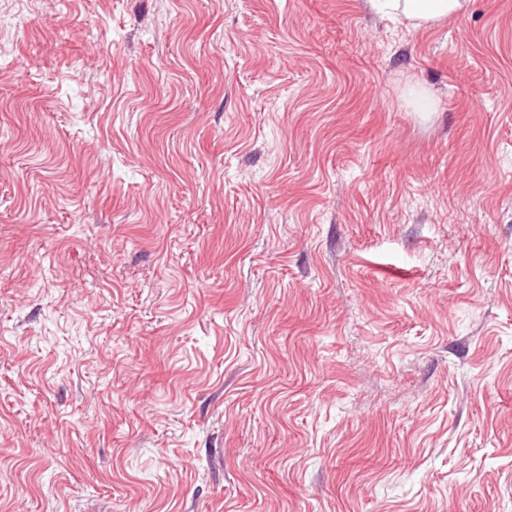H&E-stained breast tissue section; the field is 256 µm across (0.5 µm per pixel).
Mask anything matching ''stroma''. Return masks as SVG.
Instances as JSON below:
<instances>
[{
    "mask_svg": "<svg viewBox=\"0 0 512 512\" xmlns=\"http://www.w3.org/2000/svg\"><path fill=\"white\" fill-rule=\"evenodd\" d=\"M0 512H512V0H0ZM470 0H367L371 10L401 16L412 27L437 24L463 13Z\"/></svg>",
    "mask_w": 512,
    "mask_h": 512,
    "instance_id": "1",
    "label": "stroma"
}]
</instances>
